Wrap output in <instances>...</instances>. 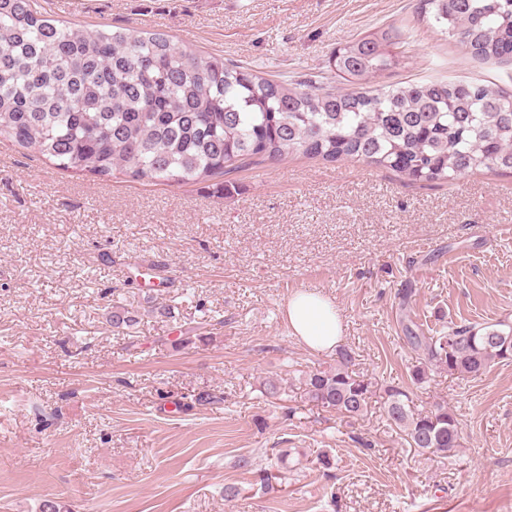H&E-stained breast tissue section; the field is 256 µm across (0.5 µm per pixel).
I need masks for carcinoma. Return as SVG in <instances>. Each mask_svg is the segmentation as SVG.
Returning a JSON list of instances; mask_svg holds the SVG:
<instances>
[{"mask_svg":"<svg viewBox=\"0 0 512 512\" xmlns=\"http://www.w3.org/2000/svg\"><path fill=\"white\" fill-rule=\"evenodd\" d=\"M440 30L483 61H512V0H424ZM388 25L336 49L328 77L270 79L135 27L87 30L45 17L34 0H0V140L56 166L100 178L124 173L169 184L226 180L247 164L290 154L390 169L411 182L445 183L482 168L512 172V93L497 84H363L398 65ZM421 353L413 384L435 371L479 376L512 359V326L464 325L427 336L406 328ZM336 367L311 372L304 395L347 418L362 415L371 383ZM407 391L386 390V415L409 446L455 455L459 423L444 402L414 411Z\"/></svg>","mask_w":512,"mask_h":512,"instance_id":"carcinoma-1","label":"carcinoma"}]
</instances>
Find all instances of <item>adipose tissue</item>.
Masks as SVG:
<instances>
[{
  "label": "adipose tissue",
  "mask_w": 512,
  "mask_h": 512,
  "mask_svg": "<svg viewBox=\"0 0 512 512\" xmlns=\"http://www.w3.org/2000/svg\"><path fill=\"white\" fill-rule=\"evenodd\" d=\"M288 326L311 350L328 351L340 341L342 328L336 309L328 300L296 292L287 305Z\"/></svg>",
  "instance_id": "obj_1"
}]
</instances>
